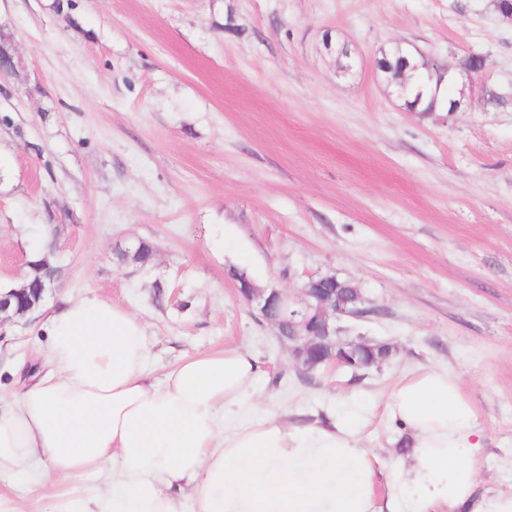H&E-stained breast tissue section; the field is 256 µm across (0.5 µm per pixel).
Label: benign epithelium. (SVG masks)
Instances as JSON below:
<instances>
[{
    "mask_svg": "<svg viewBox=\"0 0 512 512\" xmlns=\"http://www.w3.org/2000/svg\"><path fill=\"white\" fill-rule=\"evenodd\" d=\"M470 66L461 67L467 77L462 88H456V81L448 80L456 112L465 98V88L472 87L473 77L481 74L485 63L482 56L468 54ZM334 276L310 278L300 288V294L290 296L276 288H259L251 283L244 284L246 302L258 309L259 313L277 328L288 331L290 354L298 371L304 375L314 368L334 364L343 366L353 356L354 350L370 343L368 339H344V329L339 325L343 317H360L365 310L356 303L366 299L356 296L347 302L334 297L327 284ZM52 281L37 279L20 286L0 287V316L8 319H28L42 307Z\"/></svg>",
    "mask_w": 512,
    "mask_h": 512,
    "instance_id": "obj_1",
    "label": "benign epithelium"
}]
</instances>
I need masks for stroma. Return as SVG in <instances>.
I'll return each instance as SVG.
<instances>
[{
    "mask_svg": "<svg viewBox=\"0 0 512 512\" xmlns=\"http://www.w3.org/2000/svg\"><path fill=\"white\" fill-rule=\"evenodd\" d=\"M3 30L16 67L0 77V284L24 282L33 242L61 231L44 307L0 322V392L48 371L61 301L95 295L146 325L154 379L249 351L261 409L357 428L383 499L410 462L387 396L446 370L487 436L475 498L512 490V22L495 0H0ZM398 41L439 63L485 58L461 109L403 107L377 68ZM141 241L152 266L121 262ZM242 271L292 293L350 280L370 312L342 319L346 338L393 356L299 373L238 295ZM103 485L5 472L0 501L51 512Z\"/></svg>",
    "mask_w": 512,
    "mask_h": 512,
    "instance_id": "obj_1",
    "label": "stroma"
}]
</instances>
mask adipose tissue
Returning a JSON list of instances; mask_svg holds the SVG:
<instances>
[{
  "mask_svg": "<svg viewBox=\"0 0 512 512\" xmlns=\"http://www.w3.org/2000/svg\"><path fill=\"white\" fill-rule=\"evenodd\" d=\"M48 336L51 372L13 400L0 395V471L37 485L107 477L53 512H383L378 459L351 426L241 417L259 371L249 352L190 357L150 379L144 324L95 296L53 312ZM387 410L411 436L395 497L408 512L466 503L485 433L457 380L438 368L402 377Z\"/></svg>",
  "mask_w": 512,
  "mask_h": 512,
  "instance_id": "ef3b65f1",
  "label": "adipose tissue"
}]
</instances>
